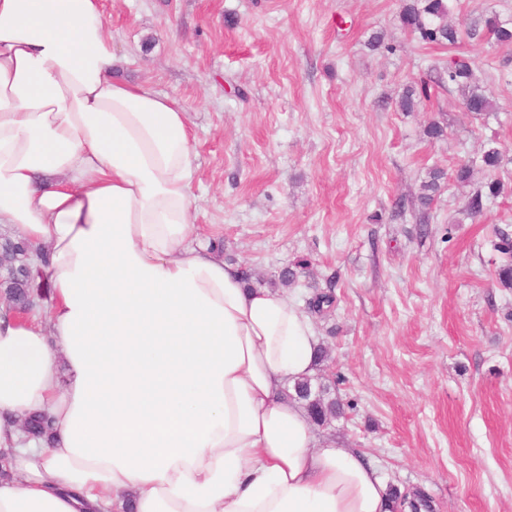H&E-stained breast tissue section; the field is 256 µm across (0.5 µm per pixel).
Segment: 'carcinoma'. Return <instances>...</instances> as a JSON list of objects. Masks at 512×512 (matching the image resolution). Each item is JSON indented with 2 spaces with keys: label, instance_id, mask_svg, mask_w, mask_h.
<instances>
[{
  "label": "carcinoma",
  "instance_id": "1",
  "mask_svg": "<svg viewBox=\"0 0 512 512\" xmlns=\"http://www.w3.org/2000/svg\"><path fill=\"white\" fill-rule=\"evenodd\" d=\"M449 7L447 0H403L399 12L401 26L424 43L454 45L458 41V29L448 23ZM483 27L495 38L498 45L512 48V23L503 20L497 14L482 19ZM475 62L471 58L456 57L448 61L444 69L447 82L456 86L462 96V103L476 117L488 116L497 111L496 103L485 94L479 85L474 71ZM428 83L421 80L407 87L400 95L397 104L401 111L411 112L415 106V98L428 96ZM502 157L499 149L489 143L484 147L477 159L469 160L458 166L454 182L462 188H470L464 207L468 218L482 216L485 202L498 197L504 189L503 182L498 178H490L485 182L476 179V175L491 174L501 165ZM443 179V171L433 170L430 181L423 185L424 194L420 196L422 204L431 201V193L435 192ZM0 252L12 260V272L9 280L3 283L6 300L20 310L30 308L35 300H43L48 294L46 279L36 280L28 262L29 247L17 238L3 237L0 239ZM336 297L330 290L315 294L308 303L309 310L319 316L330 312ZM296 398L302 402L313 423L318 427L332 424L343 413V406L335 389L329 383L317 377L314 380H303L293 388ZM393 510L399 512L407 509L416 512L417 508H430V500L421 489L400 491L393 488L389 492Z\"/></svg>",
  "mask_w": 512,
  "mask_h": 512
}]
</instances>
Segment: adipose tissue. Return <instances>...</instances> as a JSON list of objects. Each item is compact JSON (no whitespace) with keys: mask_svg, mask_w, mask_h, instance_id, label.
Here are the masks:
<instances>
[{"mask_svg":"<svg viewBox=\"0 0 512 512\" xmlns=\"http://www.w3.org/2000/svg\"><path fill=\"white\" fill-rule=\"evenodd\" d=\"M114 63L101 0H0V224L51 287L48 327L0 307V512H390L286 395L311 319L197 242L186 112Z\"/></svg>","mask_w":512,"mask_h":512,"instance_id":"obj_1","label":"adipose tissue"}]
</instances>
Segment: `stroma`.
I'll use <instances>...</instances> for the list:
<instances>
[{"mask_svg": "<svg viewBox=\"0 0 512 512\" xmlns=\"http://www.w3.org/2000/svg\"><path fill=\"white\" fill-rule=\"evenodd\" d=\"M102 4L116 76L174 99L195 132L198 237L266 281L305 261L288 290L299 308L333 288L314 324L346 416L318 436L368 453L386 485L424 489L435 512H512V290L491 245L512 233V50L484 31L423 43L401 0ZM449 7L460 28L512 19V0ZM375 32L393 51L368 47ZM454 55L474 59L498 112L474 118L436 83ZM420 79L429 97L399 111ZM491 140L505 191L462 219L451 176ZM436 167L446 177L425 209Z\"/></svg>", "mask_w": 512, "mask_h": 512, "instance_id": "stroma-1", "label": "stroma"}]
</instances>
